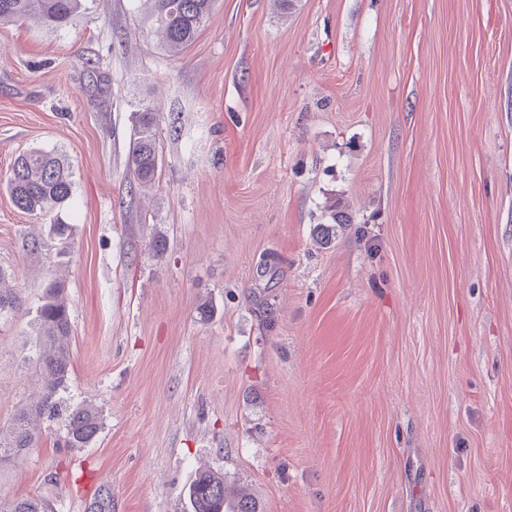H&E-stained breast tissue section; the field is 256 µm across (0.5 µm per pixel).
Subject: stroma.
I'll list each match as a JSON object with an SVG mask.
<instances>
[{"label":"stroma","instance_id":"1","mask_svg":"<svg viewBox=\"0 0 512 512\" xmlns=\"http://www.w3.org/2000/svg\"><path fill=\"white\" fill-rule=\"evenodd\" d=\"M147 107L161 175L134 188ZM33 148L73 172L51 216L4 186ZM0 270V427L55 278L64 399L102 418L85 448L43 423L2 506L107 483L112 512H192L211 470L262 512H512V0H216L178 56L135 0L0 25Z\"/></svg>","mask_w":512,"mask_h":512}]
</instances>
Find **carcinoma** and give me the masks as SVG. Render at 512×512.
<instances>
[{
  "label": "carcinoma",
  "instance_id": "1",
  "mask_svg": "<svg viewBox=\"0 0 512 512\" xmlns=\"http://www.w3.org/2000/svg\"><path fill=\"white\" fill-rule=\"evenodd\" d=\"M144 22L159 30L164 50L178 54L210 20L214 0H139ZM82 0H0V24L33 17L55 32L70 22ZM157 112L138 113L130 151V167L140 184H151L160 175ZM72 172L64 155L56 150L32 149L18 156L11 167L6 188L10 199L24 213L48 214L73 200ZM21 297L12 289L0 288V313L20 309ZM71 321L65 284L54 280L46 285L37 309L34 370L38 393L22 404L10 424L0 428V465L14 464L26 449L35 446L34 423L64 418L68 443L84 448L101 428L97 408L80 404L66 406L60 397L67 387L71 367ZM193 512H260L257 501L247 494L230 496L224 475L198 473L189 486Z\"/></svg>",
  "mask_w": 512,
  "mask_h": 512
}]
</instances>
